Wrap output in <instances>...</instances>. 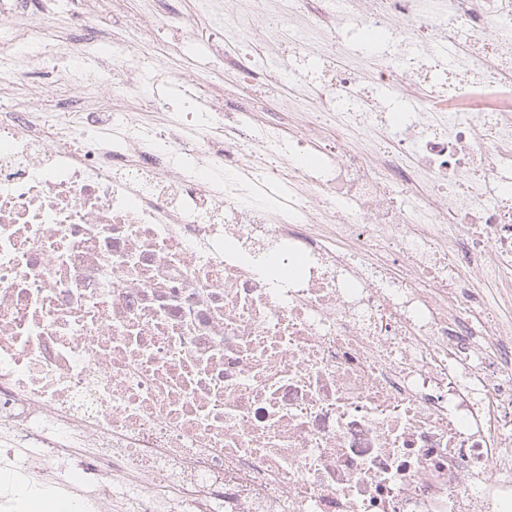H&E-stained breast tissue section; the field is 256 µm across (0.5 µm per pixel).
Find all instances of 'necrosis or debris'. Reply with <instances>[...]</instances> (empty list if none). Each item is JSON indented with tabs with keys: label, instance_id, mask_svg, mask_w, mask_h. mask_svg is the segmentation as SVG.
<instances>
[{
	"label": "necrosis or debris",
	"instance_id": "necrosis-or-debris-1",
	"mask_svg": "<svg viewBox=\"0 0 512 512\" xmlns=\"http://www.w3.org/2000/svg\"><path fill=\"white\" fill-rule=\"evenodd\" d=\"M201 6L240 78L258 12L279 18L264 42L298 31L296 57L344 56L347 26L399 51L364 44L316 82L265 64L284 146L280 123L222 121L205 81L168 124L89 104L86 73L145 112L178 77L143 40L54 38L0 0V87L22 39L63 95L0 112V512H512V320L469 278L488 255L512 281V0ZM410 45L478 92L410 78ZM389 84L437 112L378 108Z\"/></svg>",
	"mask_w": 512,
	"mask_h": 512
}]
</instances>
